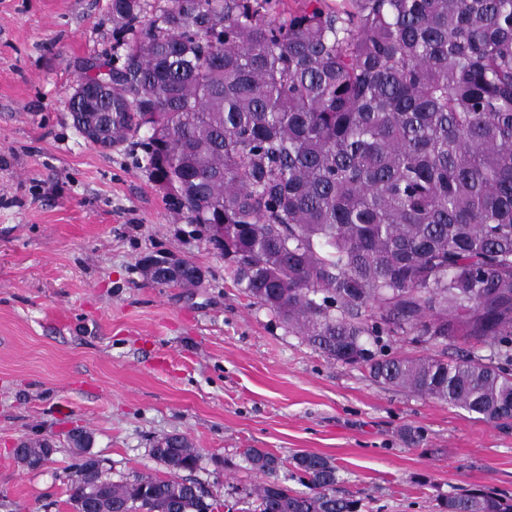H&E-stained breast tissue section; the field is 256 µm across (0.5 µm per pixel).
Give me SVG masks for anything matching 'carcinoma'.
I'll return each mask as SVG.
<instances>
[{
  "instance_id": "carcinoma-1",
  "label": "carcinoma",
  "mask_w": 512,
  "mask_h": 512,
  "mask_svg": "<svg viewBox=\"0 0 512 512\" xmlns=\"http://www.w3.org/2000/svg\"><path fill=\"white\" fill-rule=\"evenodd\" d=\"M112 0V84L71 94L74 128L135 142L171 209L209 234L254 303L323 356L485 422L512 420V0ZM385 336L488 347L462 358L376 352ZM47 441H26L36 470ZM67 475L73 512H217L184 473ZM258 512H359L337 468L297 456L307 492L260 448ZM448 512H512L473 492Z\"/></svg>"
}]
</instances>
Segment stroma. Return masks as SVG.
Instances as JSON below:
<instances>
[{
  "label": "stroma",
  "mask_w": 512,
  "mask_h": 512,
  "mask_svg": "<svg viewBox=\"0 0 512 512\" xmlns=\"http://www.w3.org/2000/svg\"><path fill=\"white\" fill-rule=\"evenodd\" d=\"M115 44L112 0H0V512H72L76 430L113 482L166 476L152 443L184 435L220 512H253L247 448L328 458L364 512L512 497V422L326 359L252 304L206 234L168 209L140 150L78 133L67 95ZM147 254L191 260L202 287L153 283ZM27 438L54 447L40 469L13 455Z\"/></svg>",
  "instance_id": "1"
}]
</instances>
